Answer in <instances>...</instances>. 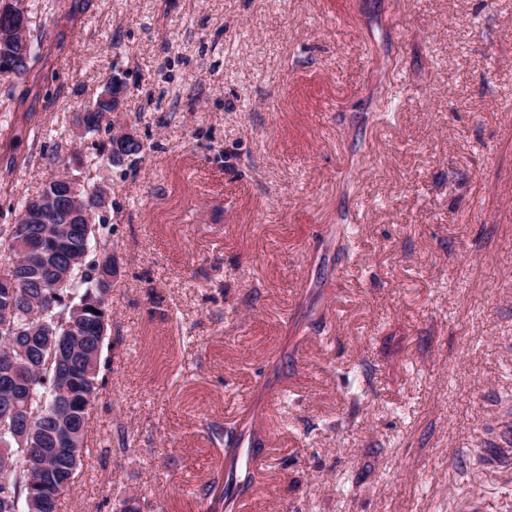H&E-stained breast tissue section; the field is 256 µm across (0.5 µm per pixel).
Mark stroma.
<instances>
[{
	"mask_svg": "<svg viewBox=\"0 0 512 512\" xmlns=\"http://www.w3.org/2000/svg\"><path fill=\"white\" fill-rule=\"evenodd\" d=\"M0 73V225L100 156L118 264L56 512H512V0H26ZM112 81V86H109L108 92L104 94V96L111 100L112 99V87L118 88L119 85H124V82L121 78L113 77L109 79L108 82ZM116 103V99H112V102L104 100L99 96L94 105L90 108H87L83 113H85L84 121H79V125H83L85 130L90 132L98 131L103 123L106 121V125H111L110 120H108V114L111 113L114 109ZM93 111V112H89ZM114 144H116L118 147V153H116L112 147ZM143 149V143H136L132 145L118 144L116 140L111 136L109 138L105 156L106 160L112 164V166H121L124 165L128 160L132 162L137 158V156L139 158V155L143 152Z\"/></svg>",
	"mask_w": 512,
	"mask_h": 512,
	"instance_id": "obj_1",
	"label": "stroma"
}]
</instances>
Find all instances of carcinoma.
<instances>
[{
  "label": "carcinoma",
  "instance_id": "1",
  "mask_svg": "<svg viewBox=\"0 0 512 512\" xmlns=\"http://www.w3.org/2000/svg\"><path fill=\"white\" fill-rule=\"evenodd\" d=\"M13 33L0 37V64L17 63ZM115 102L97 98L81 125L99 130ZM109 138L106 160L121 166L133 161L143 144H116ZM79 208L50 213L26 232L21 225L0 226V244L16 255L8 277H0V310L12 307L9 328L0 331V344L14 346L16 366L0 377V419L9 424L12 412L30 406L37 410L22 447L8 428H0V512H50L46 496L72 488L84 453L88 406L99 391L101 356L111 331L112 276L116 258L112 247L99 243L90 218L103 209L100 186L78 182ZM91 227L89 243L84 229ZM87 320L79 336L69 329L74 307ZM98 313H93V310ZM55 348L56 362L48 370L42 349ZM45 396L30 401L31 393ZM211 512H236L235 493L225 487L210 501Z\"/></svg>",
  "mask_w": 512,
  "mask_h": 512
}]
</instances>
